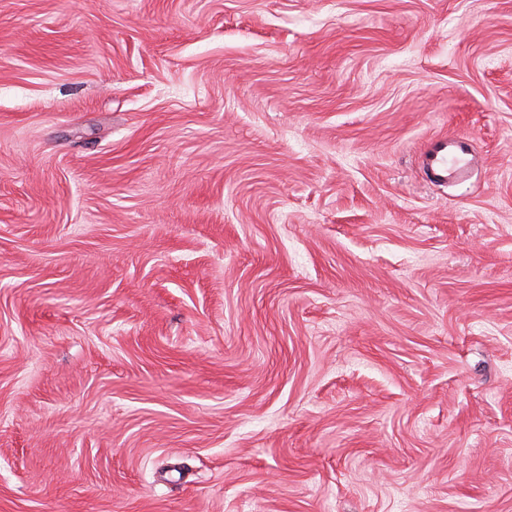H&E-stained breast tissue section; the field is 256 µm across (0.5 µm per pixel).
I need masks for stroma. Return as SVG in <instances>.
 Wrapping results in <instances>:
<instances>
[{
    "label": "stroma",
    "mask_w": 512,
    "mask_h": 512,
    "mask_svg": "<svg viewBox=\"0 0 512 512\" xmlns=\"http://www.w3.org/2000/svg\"><path fill=\"white\" fill-rule=\"evenodd\" d=\"M0 512H512V0H0ZM455 136H441L426 152V174L436 182L447 183L448 178L468 170L471 144Z\"/></svg>",
    "instance_id": "stroma-1"
}]
</instances>
